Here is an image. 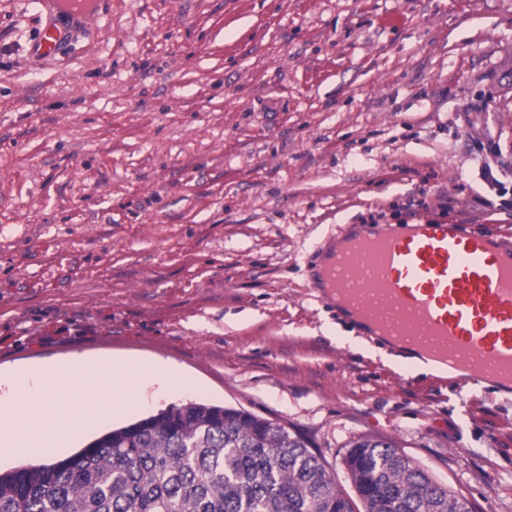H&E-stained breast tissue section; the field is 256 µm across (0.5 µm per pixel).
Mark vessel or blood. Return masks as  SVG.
<instances>
[{
  "instance_id": "obj_1",
  "label": "vessel or blood",
  "mask_w": 512,
  "mask_h": 512,
  "mask_svg": "<svg viewBox=\"0 0 512 512\" xmlns=\"http://www.w3.org/2000/svg\"><path fill=\"white\" fill-rule=\"evenodd\" d=\"M69 35L47 15L29 48L55 57ZM316 299L440 379L512 392V240L480 226L349 224L310 270Z\"/></svg>"
}]
</instances>
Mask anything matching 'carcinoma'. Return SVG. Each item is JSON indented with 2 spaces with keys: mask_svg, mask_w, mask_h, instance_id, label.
<instances>
[{
  "mask_svg": "<svg viewBox=\"0 0 512 512\" xmlns=\"http://www.w3.org/2000/svg\"><path fill=\"white\" fill-rule=\"evenodd\" d=\"M346 491L284 426L170 405L49 464L0 472V512H472L391 440H355Z\"/></svg>",
  "mask_w": 512,
  "mask_h": 512,
  "instance_id": "1",
  "label": "carcinoma"
}]
</instances>
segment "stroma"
Segmentation results:
<instances>
[{
	"instance_id": "obj_1",
	"label": "stroma",
	"mask_w": 512,
	"mask_h": 512,
	"mask_svg": "<svg viewBox=\"0 0 512 512\" xmlns=\"http://www.w3.org/2000/svg\"><path fill=\"white\" fill-rule=\"evenodd\" d=\"M44 20L0 0V369L80 354L185 379L54 458L226 405L339 482L350 442L383 437L475 512H512V394L403 372L307 281L372 217L512 236V0H103L35 60Z\"/></svg>"
}]
</instances>
